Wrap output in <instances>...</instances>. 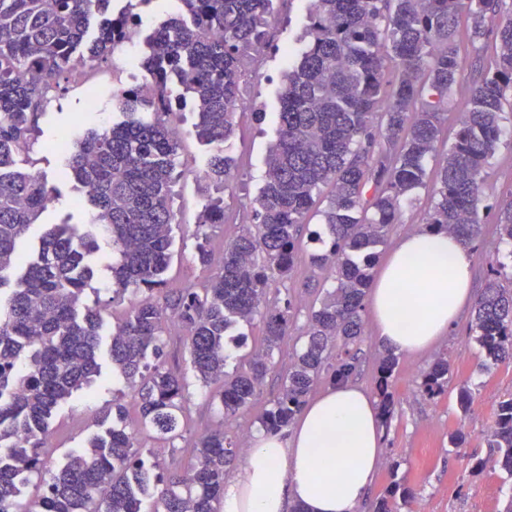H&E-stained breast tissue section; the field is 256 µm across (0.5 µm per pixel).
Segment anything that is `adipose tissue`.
I'll return each instance as SVG.
<instances>
[{
    "instance_id": "1",
    "label": "adipose tissue",
    "mask_w": 512,
    "mask_h": 512,
    "mask_svg": "<svg viewBox=\"0 0 512 512\" xmlns=\"http://www.w3.org/2000/svg\"><path fill=\"white\" fill-rule=\"evenodd\" d=\"M473 253L455 237L404 236L369 292L376 337L417 354L446 336L473 300ZM382 457V418L353 384L329 387L288 435L255 434L248 464L224 488L222 512H357Z\"/></svg>"
}]
</instances>
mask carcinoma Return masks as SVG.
<instances>
[{"label":"carcinoma","mask_w":512,"mask_h":512,"mask_svg":"<svg viewBox=\"0 0 512 512\" xmlns=\"http://www.w3.org/2000/svg\"><path fill=\"white\" fill-rule=\"evenodd\" d=\"M281 0H178L176 14L146 38L142 62L152 82L124 90L115 101L126 120L90 130L73 142L64 173L81 183L93 205L89 225L101 229L118 259L115 293L141 294L112 332L109 355L141 402L142 426L164 440L183 436L190 411L184 376L165 366L163 336L178 323L197 377L219 382L223 420L203 435L188 466L156 475L162 512H220L226 469L240 454L224 421L257 399L273 369V351L288 336L292 302L268 305V293L288 279L298 237L314 197L332 186L323 224L328 249L312 264L328 268L334 287L308 315L304 347L291 358L272 407L260 418L268 432L295 423L318 381L353 378L365 335V299L377 247L385 244L402 202L427 187L442 110L464 61L456 44L458 18L473 37L491 27L498 44L492 72L471 88L454 141L434 171V206L427 229L457 235L471 247L493 219L512 245V202L484 204V170L504 134L503 110L512 94V8L505 0H312L309 44L284 75L275 138L266 151L263 185L254 199L258 224L225 244L220 273L198 288L166 291L175 236L178 142L164 116L194 103L199 140L213 148L211 192L196 225V258L211 261L209 229L224 223L235 103L247 52L268 40ZM107 0H0V289L18 264L21 238L48 207L53 189L39 174L14 169L52 80L69 72L81 52L97 64L132 24L130 10L108 14ZM396 75L385 81L388 66ZM182 93L173 96L171 85ZM97 240L69 224L41 239L22 286L0 301V512H14L16 479L40 469L53 411L100 373V313L84 304L92 287L86 257ZM475 303L476 341L487 367L512 360V291L501 286L505 265ZM261 317L263 347L246 368L227 370L229 331ZM399 360L386 352L376 390L381 414H392ZM450 364L437 360L422 375L433 397L448 384ZM489 446L512 476V394L498 404ZM144 461L136 434L111 426L92 438L34 503L38 512H144ZM413 492L394 482L373 512H402Z\"/></svg>","instance_id":"cac0c4a2"}]
</instances>
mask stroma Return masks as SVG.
<instances>
[{"label": "stroma", "instance_id": "stroma-1", "mask_svg": "<svg viewBox=\"0 0 512 512\" xmlns=\"http://www.w3.org/2000/svg\"><path fill=\"white\" fill-rule=\"evenodd\" d=\"M309 8L310 0H281L280 22L269 36L265 69L261 75L239 84L237 133L225 145V153L232 159L233 178L224 192V222L210 234L212 253H221L226 242L257 222L253 200L263 183L266 148L277 128L284 74L293 62L288 50L295 47L296 36L308 24ZM456 44L467 66L459 77L457 91L443 110L436 150L425 161L430 172L443 159L459 128L467 108V88L481 78L495 55L494 34L489 32L481 39H473L471 22L465 16L458 22ZM148 80L140 57L127 59L116 54L93 69L90 82L72 79L51 85L48 102L26 148L15 156L16 169L39 173L55 189L52 203L24 236L27 250L37 248L40 235L52 225H83L89 221L86 191L73 179L62 177L65 156L54 150V141L63 134L78 138L87 130L122 121V113L114 106V93L143 86ZM196 121L197 113L190 104L167 117L178 140L182 172L176 185V250L167 276V287L171 290L207 282L218 273L216 266L194 258L193 233L205 202L207 184L193 178L192 172L206 166L212 152L211 147L197 139ZM484 183L486 204L499 206L512 202V131L505 133L496 157L484 174ZM432 205L430 189L417 190L415 199L403 206L398 222L392 225L385 244L379 247L378 263H385L403 236L425 229ZM323 229L320 214H311L301 228L299 257L290 279L285 287L269 293L270 303L280 307L286 300H294V318L288 337L274 354V368L250 408L235 418L221 420L220 403L214 398L216 386H203L191 375L189 354L182 337L175 333L168 336L164 360L168 366L187 373L191 409L186 430L175 442L156 439L150 431L140 433L146 463L173 461L188 465L196 454L198 437L219 421L229 435L239 438L253 437L260 430L261 415L277 396L293 353L304 343L302 334L308 314L319 307L322 290L330 285L324 272L310 265L311 254L318 250L310 235ZM115 256V250L105 242L92 254L94 289L84 298L86 305L100 310L103 328L108 332L123 322L133 299L129 293L118 296L112 293L110 264ZM442 357L451 365L448 384L441 395L430 399L420 391L421 378ZM485 361L486 353L475 339L474 313L470 310L429 351L400 355L393 378L395 409L383 425L381 463L359 512H370L371 503L395 480L413 490L412 512H506L512 504V477L501 470L499 453L488 442L497 405L512 393V362L489 368ZM100 363L101 374L93 384L56 409L51 421L50 448L44 455L45 467L20 485L16 497L19 506L39 500L46 491L47 481L66 463L69 454L82 448L93 435L102 433L100 418L111 410L113 397L121 399L125 424L135 425L139 416L135 399L125 394V382L113 372L108 357H101ZM465 382L473 392V402L466 413L457 406V391ZM457 429L467 436L465 447L454 448L448 442L449 433ZM478 461L483 464L479 471L474 468Z\"/></svg>", "mask_w": 512, "mask_h": 512}]
</instances>
